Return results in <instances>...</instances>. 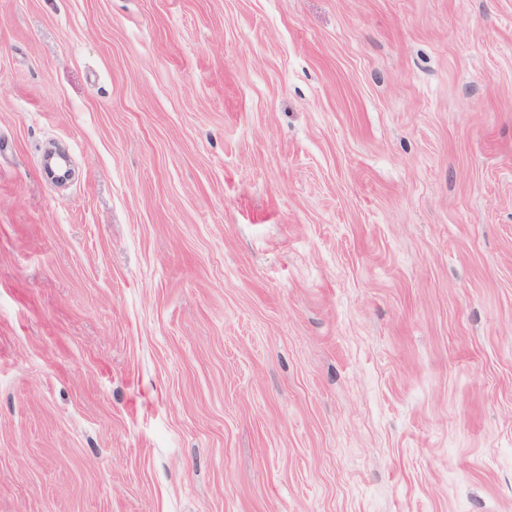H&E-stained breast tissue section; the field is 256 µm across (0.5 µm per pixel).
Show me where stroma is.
<instances>
[{
  "label": "stroma",
  "mask_w": 512,
  "mask_h": 512,
  "mask_svg": "<svg viewBox=\"0 0 512 512\" xmlns=\"http://www.w3.org/2000/svg\"><path fill=\"white\" fill-rule=\"evenodd\" d=\"M0 512H512V0H0Z\"/></svg>",
  "instance_id": "obj_1"
}]
</instances>
